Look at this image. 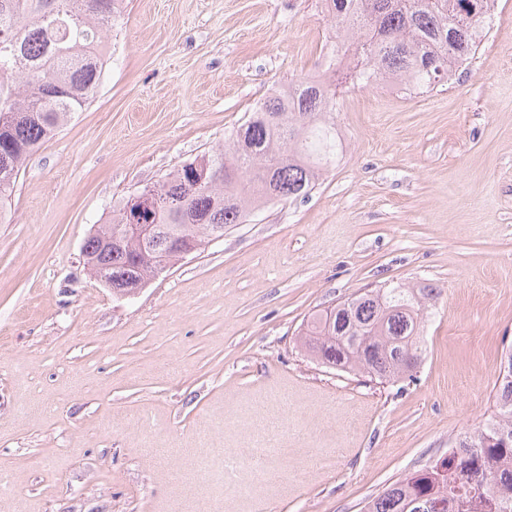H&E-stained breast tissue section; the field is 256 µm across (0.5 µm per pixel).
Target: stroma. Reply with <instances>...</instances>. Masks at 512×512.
Here are the masks:
<instances>
[{
    "instance_id": "35a3bbf8",
    "label": "stroma",
    "mask_w": 512,
    "mask_h": 512,
    "mask_svg": "<svg viewBox=\"0 0 512 512\" xmlns=\"http://www.w3.org/2000/svg\"><path fill=\"white\" fill-rule=\"evenodd\" d=\"M91 104L0 224V512H364L495 413L512 346V0L430 92L345 82L343 153L130 295L84 264L114 204L326 71L321 0H126ZM439 288L412 378L329 368L320 310ZM336 467L318 465L322 456Z\"/></svg>"
}]
</instances>
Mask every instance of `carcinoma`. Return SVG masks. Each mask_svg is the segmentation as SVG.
<instances>
[{
  "label": "carcinoma",
  "instance_id": "1",
  "mask_svg": "<svg viewBox=\"0 0 512 512\" xmlns=\"http://www.w3.org/2000/svg\"><path fill=\"white\" fill-rule=\"evenodd\" d=\"M125 0H0V223L19 172L42 144L88 106L108 62L105 37ZM351 53L346 77L406 90L449 80L478 49L496 0H322ZM336 89L322 78L291 81L268 96L206 160L141 190L152 200L145 236L128 234V205L112 210V244L90 235L83 252L112 291L158 276L151 259L171 239L201 245L246 221L249 207L309 196L336 163L342 141L332 114ZM435 289L401 284L368 290L317 314L304 345L323 364L357 368L384 381L419 360L425 301ZM512 512V348L502 363L496 413L435 465L393 483L366 512Z\"/></svg>",
  "mask_w": 512,
  "mask_h": 512
}]
</instances>
